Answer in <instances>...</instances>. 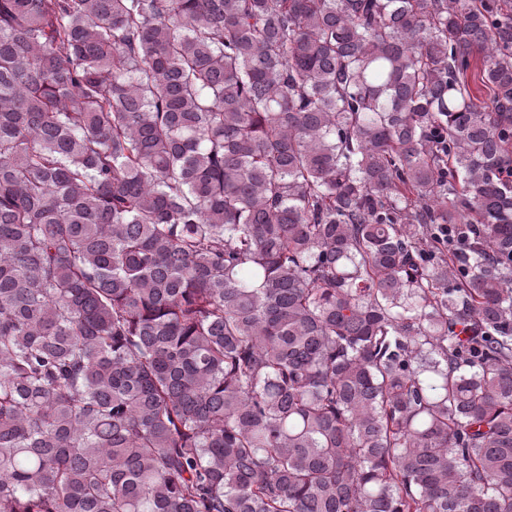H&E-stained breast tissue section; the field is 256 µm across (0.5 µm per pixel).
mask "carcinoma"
<instances>
[{
	"mask_svg": "<svg viewBox=\"0 0 512 512\" xmlns=\"http://www.w3.org/2000/svg\"><path fill=\"white\" fill-rule=\"evenodd\" d=\"M0 512H512V0H0Z\"/></svg>",
	"mask_w": 512,
	"mask_h": 512,
	"instance_id": "carcinoma-1",
	"label": "carcinoma"
}]
</instances>
